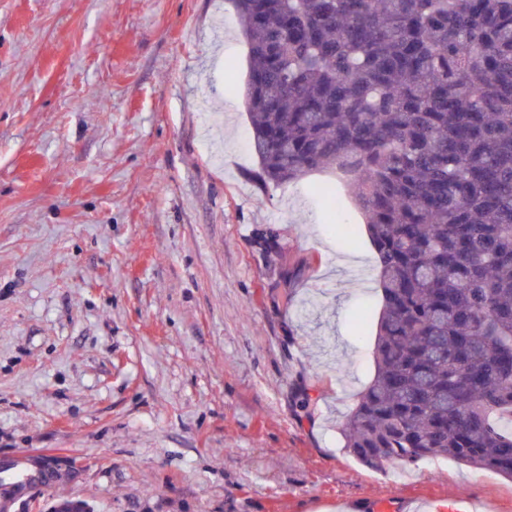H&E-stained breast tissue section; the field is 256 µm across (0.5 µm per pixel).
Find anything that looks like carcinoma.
Returning a JSON list of instances; mask_svg holds the SVG:
<instances>
[{"label": "carcinoma", "instance_id": "cac0c4a2", "mask_svg": "<svg viewBox=\"0 0 512 512\" xmlns=\"http://www.w3.org/2000/svg\"><path fill=\"white\" fill-rule=\"evenodd\" d=\"M257 182L335 169L377 255L363 465L512 479V0H234Z\"/></svg>", "mask_w": 512, "mask_h": 512}]
</instances>
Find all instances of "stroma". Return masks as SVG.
<instances>
[{"label": "stroma", "instance_id": "stroma-1", "mask_svg": "<svg viewBox=\"0 0 512 512\" xmlns=\"http://www.w3.org/2000/svg\"><path fill=\"white\" fill-rule=\"evenodd\" d=\"M247 56L232 0H0V462L57 471L15 512H512L346 449L375 251L336 175L254 182Z\"/></svg>", "mask_w": 512, "mask_h": 512}]
</instances>
